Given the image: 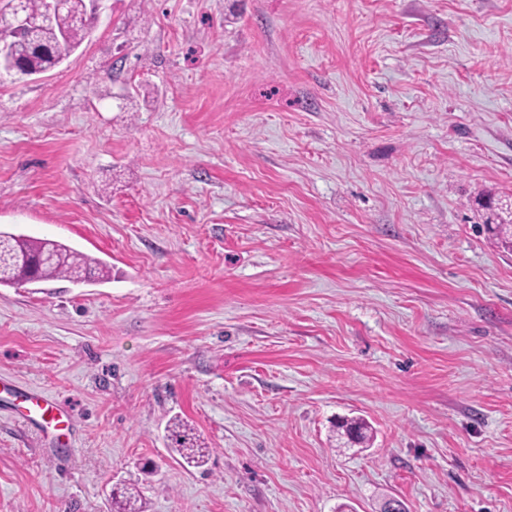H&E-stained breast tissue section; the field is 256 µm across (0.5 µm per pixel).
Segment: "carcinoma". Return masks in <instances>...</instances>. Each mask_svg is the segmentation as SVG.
Masks as SVG:
<instances>
[{
    "mask_svg": "<svg viewBox=\"0 0 512 512\" xmlns=\"http://www.w3.org/2000/svg\"><path fill=\"white\" fill-rule=\"evenodd\" d=\"M24 7L42 18L35 37L23 33L13 41V55L26 65L47 71L68 58L87 36V29L74 22V18L84 14L86 0H68V9L62 15H46L44 0H25ZM484 228L501 248L512 250V218L503 216L494 221L489 215ZM109 275L106 264L62 243L30 236L17 239L0 233V285L21 286L33 279L46 281L59 277L72 281L85 277L101 280ZM336 429L338 436L347 438L350 444L370 441V426L362 418L346 419L336 424ZM171 437L172 452L180 464L199 468L207 463L211 449L193 434L188 423L175 420ZM112 503L117 506L115 512H140L136 495L127 488L112 490Z\"/></svg>",
    "mask_w": 512,
    "mask_h": 512,
    "instance_id": "carcinoma-1",
    "label": "carcinoma"
}]
</instances>
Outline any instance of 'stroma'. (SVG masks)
<instances>
[{"mask_svg":"<svg viewBox=\"0 0 512 512\" xmlns=\"http://www.w3.org/2000/svg\"><path fill=\"white\" fill-rule=\"evenodd\" d=\"M486 194L512 199V0H107L0 79V230L111 268L0 286V379L75 421L63 455L0 397V512L118 484L143 512H512ZM171 427V440L175 444L172 452L179 463L193 468L204 466L211 454V448L193 434V429L187 422L176 419ZM343 425L338 423L334 425L337 429L338 436H340V439L343 437L347 438V442H344V444H354V445H361L366 444L370 441V435L368 434L371 427L368 425V423L362 419V418H351L343 420ZM347 427V433H345V430L342 428L343 426ZM340 430H343L344 432H341Z\"/></svg>","mask_w":512,"mask_h":512,"instance_id":"35a3bbf8","label":"stroma"}]
</instances>
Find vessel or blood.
Returning <instances> with one entry per match:
<instances>
[{"mask_svg": "<svg viewBox=\"0 0 512 512\" xmlns=\"http://www.w3.org/2000/svg\"><path fill=\"white\" fill-rule=\"evenodd\" d=\"M13 404L20 414L38 426L50 445H71L73 418L70 408L58 398L33 389H12Z\"/></svg>", "mask_w": 512, "mask_h": 512, "instance_id": "vessel-or-blood-1", "label": "vessel or blood"}]
</instances>
